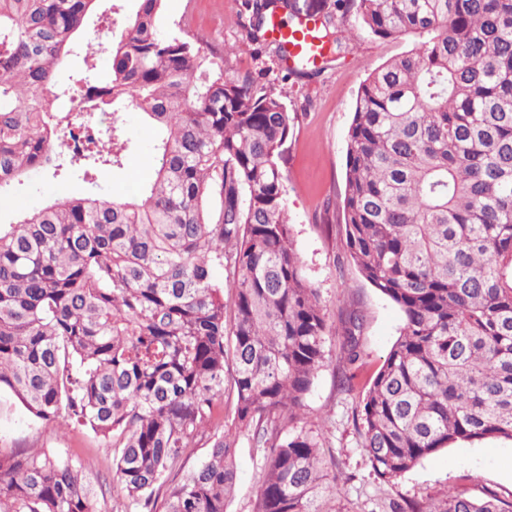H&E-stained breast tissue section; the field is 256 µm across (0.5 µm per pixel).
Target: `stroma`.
<instances>
[{"instance_id":"obj_1","label":"stroma","mask_w":512,"mask_h":512,"mask_svg":"<svg viewBox=\"0 0 512 512\" xmlns=\"http://www.w3.org/2000/svg\"><path fill=\"white\" fill-rule=\"evenodd\" d=\"M242 0H165V28L184 30L198 38L207 52L224 58L226 71L241 75L265 71L266 84L286 94L297 120L285 144L288 220L306 278L319 290L330 324L351 300H358L366 322L359 337L360 358L350 367L341 359L340 336L328 335L326 362L306 398L309 426L322 435V456L337 474L339 494L328 496L327 512H398L407 502L440 498L456 488L474 496L490 491L512 499V440L493 438L479 444L461 442L421 460L397 480L378 479L371 462L357 443L352 413L362 387L384 362L399 335L402 313L385 295L371 287L351 263L335 265L338 248L328 224H339L327 200L345 190L348 129L358 89L375 68L412 48L413 38L384 41L365 34L354 16L341 29L345 50L316 75L288 73L271 50L256 51L243 39L240 27ZM120 120L134 147L120 169L100 171L92 181L33 173L24 184L0 195V224H10L56 196L98 194L115 199L137 196L154 176L156 130L134 109L122 110ZM355 376V389L338 385L340 368ZM104 441L90 429L59 420L47 425L35 420L9 393L0 394V450L51 448L63 457L82 461L94 458L90 477L100 512H123L124 500L114 478L112 456ZM237 483L227 512H253L263 458L247 441L236 450Z\"/></svg>"}]
</instances>
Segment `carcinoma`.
Wrapping results in <instances>:
<instances>
[{
  "label": "carcinoma",
  "mask_w": 512,
  "mask_h": 512,
  "mask_svg": "<svg viewBox=\"0 0 512 512\" xmlns=\"http://www.w3.org/2000/svg\"><path fill=\"white\" fill-rule=\"evenodd\" d=\"M97 2L0 0V186L44 169L81 129L94 136L67 152L71 168H122L127 106L158 130V168L132 200L63 195L0 224V392L45 424L65 413L109 440L126 512H155L160 496L164 512H227L243 438L264 460L255 512H324L338 484L322 434L294 429L329 331L288 224L296 113L283 92L163 30L164 0L128 14L111 0L121 28L87 45L79 109L58 108L71 92L55 93L60 66ZM243 8V35L261 47L273 15L315 20L330 55L352 11L373 37L416 38L359 87L340 206L338 259L403 318L353 416L375 473L389 483L454 443L512 439V0ZM364 321L359 307L340 311L349 365ZM203 439L208 459L173 481ZM85 470L0 451V512H98ZM403 512H512V501L450 490Z\"/></svg>",
  "instance_id": "obj_1"
}]
</instances>
